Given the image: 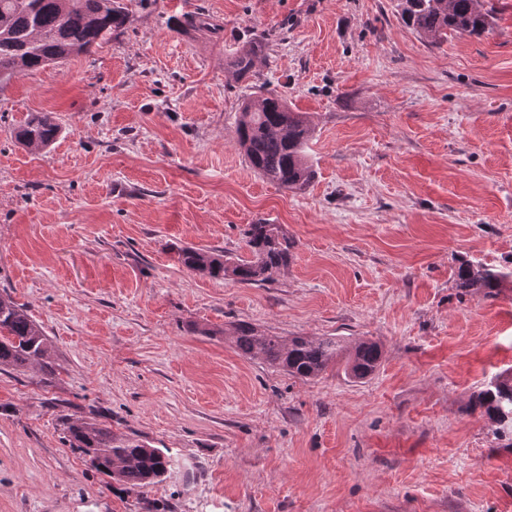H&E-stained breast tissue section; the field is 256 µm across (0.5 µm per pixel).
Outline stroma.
<instances>
[{
  "label": "stroma",
  "instance_id": "stroma-1",
  "mask_svg": "<svg viewBox=\"0 0 512 512\" xmlns=\"http://www.w3.org/2000/svg\"><path fill=\"white\" fill-rule=\"evenodd\" d=\"M125 2L111 42L0 88V291L58 371L0 370V512H512V445L473 407L512 371V282L456 286L464 262L512 268V0L439 42L397 0ZM255 38V76L227 82ZM268 90L313 120L305 190L237 144ZM31 112L52 146L15 142ZM261 218L295 242L268 280L178 263L247 256ZM238 322L383 359L303 381L240 355ZM96 413L172 456L163 482L127 490L69 447L64 420ZM266 47L264 40H255L240 48L225 64L227 81L239 82L253 74L257 63L265 54ZM61 133V126L51 112H39L14 132V139L25 147L45 148L52 145ZM345 372L354 379L362 380L373 375L382 361V349L376 341L359 340L352 348Z\"/></svg>",
  "mask_w": 512,
  "mask_h": 512
}]
</instances>
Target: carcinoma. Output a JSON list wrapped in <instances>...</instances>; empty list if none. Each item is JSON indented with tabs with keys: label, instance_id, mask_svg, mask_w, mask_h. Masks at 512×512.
<instances>
[{
	"label": "carcinoma",
	"instance_id": "cac0c4a2",
	"mask_svg": "<svg viewBox=\"0 0 512 512\" xmlns=\"http://www.w3.org/2000/svg\"><path fill=\"white\" fill-rule=\"evenodd\" d=\"M398 14L411 32L434 41L450 34L482 35L494 23L493 9L484 0H398ZM124 0H0V87L18 74L32 73L64 63L73 56L121 34L128 22ZM267 44L255 40L240 48L225 64L228 80L239 82L254 73ZM312 132L308 116L288 105L285 97L267 91L242 103L236 121L237 142L250 167L267 181L286 189L302 190L312 179L307 144ZM61 133L50 112H39L14 132L25 147L45 148ZM250 257L232 258L216 251L181 247L178 261L188 270L214 279L254 284L288 266L293 242L277 224L259 219L245 233ZM512 280V270L464 265L458 288L464 293L492 297ZM244 357L261 358L270 366L301 380H310L336 364L342 345L334 338L276 336L249 323L224 331ZM52 346L44 329L9 295L0 294V368L20 371L37 366L54 375ZM380 345L370 339L355 343L345 372L362 380L373 375L382 361ZM496 424L500 437L512 436V373L493 378L475 398ZM70 447L81 450L92 466L112 481L130 489L161 482L171 468L170 457L136 436L116 433L89 419L64 422Z\"/></svg>",
	"mask_w": 512,
	"mask_h": 512
}]
</instances>
